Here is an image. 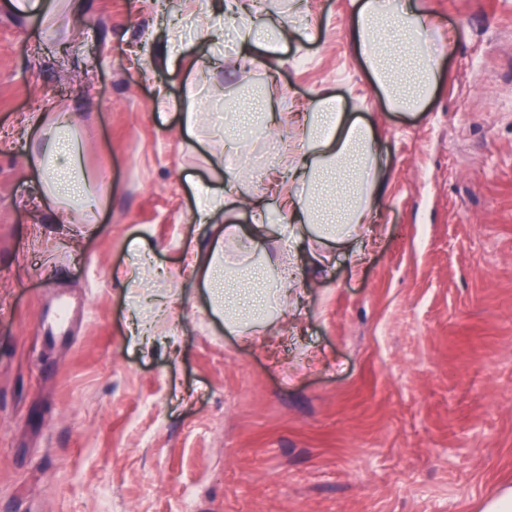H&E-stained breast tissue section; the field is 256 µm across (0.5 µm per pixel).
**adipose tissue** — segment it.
I'll use <instances>...</instances> for the list:
<instances>
[{
	"mask_svg": "<svg viewBox=\"0 0 512 512\" xmlns=\"http://www.w3.org/2000/svg\"><path fill=\"white\" fill-rule=\"evenodd\" d=\"M353 5L351 38L386 105L418 110L438 81L428 20L406 0L400 5L391 0H353ZM70 127V115L57 116L44 135L38 160L47 190L62 204L66 219L73 209L92 202ZM377 167L372 127L343 112L335 97L319 99L310 107L298 145L289 147L287 154L274 155L258 172L237 162L227 165L224 191L199 188L197 219L211 225L212 239L207 246L191 249L184 263L171 268L166 284L198 280L229 329L242 336L264 335L267 310L275 303L287 304L298 281L293 262L281 261V253L296 252L305 224L316 225L320 236L332 241L364 234L380 199ZM255 179L267 182L278 199L283 223H269L263 200L241 192V183ZM244 207L251 211L253 236L274 240L276 245L261 264L236 255L240 229L231 219ZM219 213L225 224H214Z\"/></svg>",
	"mask_w": 512,
	"mask_h": 512,
	"instance_id": "adipose-tissue-1",
	"label": "adipose tissue"
}]
</instances>
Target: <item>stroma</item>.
<instances>
[{"label": "stroma", "instance_id": "obj_1", "mask_svg": "<svg viewBox=\"0 0 512 512\" xmlns=\"http://www.w3.org/2000/svg\"><path fill=\"white\" fill-rule=\"evenodd\" d=\"M52 2L0 0V512H485L511 494L512 0H411L457 35L416 112L387 109L352 0H257L293 32L275 57L240 20ZM265 94L335 96L374 126L373 236L306 234L266 335L236 336L190 281L156 322L157 273L208 240L195 190L218 184L224 114ZM162 95L192 101L195 140ZM64 112L84 170L111 169L68 224L35 164Z\"/></svg>", "mask_w": 512, "mask_h": 512}]
</instances>
